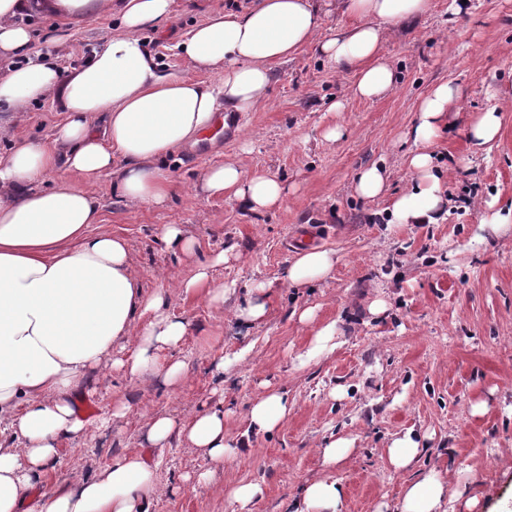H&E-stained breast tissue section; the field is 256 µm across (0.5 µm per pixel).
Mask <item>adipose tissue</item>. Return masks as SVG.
Here are the masks:
<instances>
[{"instance_id": "ef3b65f1", "label": "adipose tissue", "mask_w": 512, "mask_h": 512, "mask_svg": "<svg viewBox=\"0 0 512 512\" xmlns=\"http://www.w3.org/2000/svg\"><path fill=\"white\" fill-rule=\"evenodd\" d=\"M337 3L348 22L325 37L318 0H254L243 13L217 14L194 27L178 47L195 68L219 77L212 85L162 73L145 48L142 31L166 18L173 0H0V61L8 66L0 104L19 116L32 102L56 97L65 112L51 144L24 139L0 156V512H151L155 469L141 454L122 456L72 485L38 488L58 462L62 441L107 424L81 418L70 395L89 374L150 373L174 386L187 373L173 351L188 335V322L170 312L168 290H146L126 238L92 231L100 207L91 187L109 172L129 200L163 204L170 184L164 158L197 142L219 106L251 111L266 96L271 63L307 45L355 74V97L392 92L396 76L382 42L390 29L424 15L430 0ZM35 11L62 20L115 13L121 30L86 65L66 73L31 59L32 34L18 18ZM459 100L449 82L420 100L409 130L411 184L391 204L392 223L444 220L448 200L430 147L449 131ZM201 188L253 212L285 196L279 180L234 162L205 169ZM228 257L220 251L178 289L223 308L233 290L212 269ZM338 262L333 251L305 248L282 280L294 288L323 281ZM287 416V399L265 393L250 409L248 429L268 434ZM224 418L221 408L185 420L155 413L146 421L147 440L156 448L180 442L219 466L232 448L249 445L229 439ZM343 498L338 480L325 475L307 482L289 510L342 512ZM459 499L476 504L435 471H420L405 487L401 512H448Z\"/></svg>"}]
</instances>
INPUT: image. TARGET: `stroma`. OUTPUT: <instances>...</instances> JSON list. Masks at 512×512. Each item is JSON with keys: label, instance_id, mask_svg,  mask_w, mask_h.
Listing matches in <instances>:
<instances>
[{"label": "stroma", "instance_id": "35a3bbf8", "mask_svg": "<svg viewBox=\"0 0 512 512\" xmlns=\"http://www.w3.org/2000/svg\"><path fill=\"white\" fill-rule=\"evenodd\" d=\"M252 0H174L171 14L145 32L162 71L203 82L209 72L194 68L177 44L211 13L249 8ZM22 22L35 36L33 55L59 68L81 63L117 29L112 16L74 21L64 41L48 38L55 20L38 13ZM383 55L398 74L395 90L374 100L355 98V76L305 48L272 66L266 98L249 112H234L222 143L198 150L189 145L168 160L170 195L164 206L135 205L122 197L112 174L94 188L101 201V226L124 236L147 288L169 289L170 312L190 324L174 356L187 365L177 386L161 378H130L103 369L73 394L75 404L92 403L95 417H107L116 401L129 415L109 428L93 430L65 445L45 488L92 475L130 453L156 463L158 496L153 512H241L231 486L257 482L262 499L251 512H288L310 480L331 473L344 488L343 512H378L388 504L399 512L411 472L390 464L387 447L396 435L414 431L423 450L420 470H435L450 487L476 498L454 512H500L512 502V231L482 237L485 201L512 209V0H472L469 14L448 11V0H431L429 11L395 29ZM452 82L461 98L454 127L432 146L443 173L448 213L438 224H394L391 198L409 185L406 137L419 100L435 85ZM344 109L330 111L332 102ZM503 111L498 139L475 153L466 133L478 112ZM64 118L58 100L30 106L22 124L0 107V155L17 137L51 142ZM341 136L327 140L328 128ZM469 157L460 165V157ZM232 160L268 173L288 188L280 204L262 213L231 196L202 192L198 178L210 166ZM386 169V197L366 201L353 192L363 168ZM181 224L196 240L193 254L164 242L163 225ZM337 251L340 261L325 281L293 288L283 270L300 246ZM235 261L214 274L232 285L244 302L253 284L271 281L275 291L265 319L238 324L230 310L184 296L174 281L193 275L221 250ZM387 310L371 315L375 298ZM313 306L322 322L335 321L336 348L308 362L300 357L315 332L296 310ZM248 349L245 361L219 370L222 358ZM275 390L292 410L273 433L251 436L222 467L174 443L151 447L146 417L168 413L185 418L223 403L224 430L241 439L258 395ZM348 438L349 457L325 468L319 452L327 442ZM215 470L193 484L185 474Z\"/></svg>", "mask_w": 512, "mask_h": 512}]
</instances>
